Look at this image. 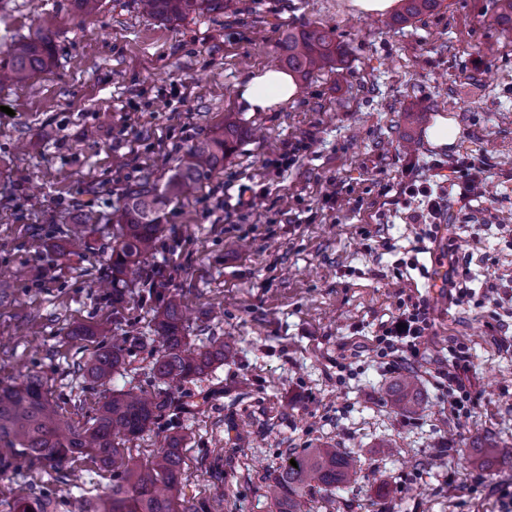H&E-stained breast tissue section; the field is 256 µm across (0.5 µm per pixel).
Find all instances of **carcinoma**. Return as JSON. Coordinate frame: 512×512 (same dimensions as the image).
Here are the masks:
<instances>
[{"label": "carcinoma", "instance_id": "cac0c4a2", "mask_svg": "<svg viewBox=\"0 0 512 512\" xmlns=\"http://www.w3.org/2000/svg\"><path fill=\"white\" fill-rule=\"evenodd\" d=\"M138 8L162 21L173 23L202 12H222L230 0H134ZM439 6V0H401L389 24L403 25L419 19ZM54 20L45 18L28 36L14 38L0 62V86L28 83L56 63L51 39ZM288 71L306 79L327 67L333 68L348 54L336 43L333 32L323 27L290 30L279 43ZM246 132L233 120L187 149L167 181L145 179L129 187L123 205L108 217L91 206L81 209L83 224L119 225L120 235L109 247L103 267L104 280L112 288V301L120 302L130 288L129 276L139 274L143 285L154 289L155 272L144 269L163 232L160 213L167 202L182 195L205 177L224 168L226 159ZM154 330L163 341L151 362L153 377L164 383L182 384L206 374L224 362L228 350L214 338L197 345L186 336L184 305L174 294L158 295L153 314ZM125 365V348L119 343L99 346L77 364L76 373L104 393L97 413L76 425L58 411L46 382L29 373L13 385L0 387V473L15 466L16 458L38 462L58 474L65 464L89 457L112 469V489L95 504L80 501L77 512H189L178 495L181 484L183 446L192 431L183 428L168 436L165 445L150 461H143L125 447L157 423L171 401L157 393L132 392L112 387V378ZM390 404L406 413L421 405L414 379L402 377L386 390ZM297 466L286 465L274 478L271 494L278 512H300L305 492H324L349 483L358 476L355 460L337 448H306L295 457ZM54 512L45 494L15 502L9 512Z\"/></svg>", "mask_w": 512, "mask_h": 512}]
</instances>
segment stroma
<instances>
[{"label": "stroma", "mask_w": 512, "mask_h": 512, "mask_svg": "<svg viewBox=\"0 0 512 512\" xmlns=\"http://www.w3.org/2000/svg\"><path fill=\"white\" fill-rule=\"evenodd\" d=\"M497 11L496 0H442L391 29L352 0H231L174 23L134 0H101L89 15L73 0H0V52L40 16L56 18L55 67L0 88V284L13 296L0 305V386L38 374L65 416L85 422L102 395L75 367L121 336L127 366L115 387L160 391L153 300L137 288L116 305L96 286L117 228L96 225L87 251L62 256L26 227L73 228L88 201L115 211L130 184L165 179L230 116L260 137H244L223 170L166 206L145 267L182 297L189 336L220 338L232 355L170 391L169 411L133 452L151 457L191 427L180 494L192 512H275L269 480L319 445L360 471L333 498L315 493L310 512H512V467L480 466L476 453L489 441L512 448V347L491 335L487 307L449 294L463 258L475 291H512V235L497 224L512 217V31L495 24ZM309 25L348 47L340 69L314 73L274 111H248L244 79L284 69L283 32ZM425 107L455 126L452 143L405 124L406 110ZM473 161L491 183L478 200L457 172ZM435 176L445 206L421 244L405 190ZM412 257L419 269H398ZM411 297L427 301L432 326L419 360L391 369L375 338ZM80 325L103 333L70 338ZM461 350L479 399L458 420L441 374ZM407 374L421 391L414 414L385 401ZM64 472L55 484L18 460L0 475V512L36 491L70 512L73 499L112 487L111 471L88 458Z\"/></svg>", "instance_id": "obj_1"}]
</instances>
